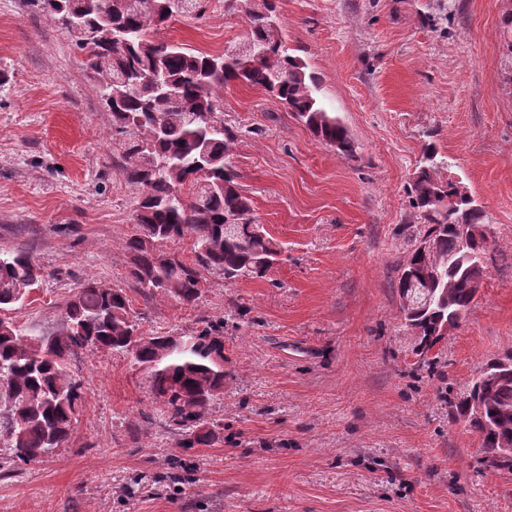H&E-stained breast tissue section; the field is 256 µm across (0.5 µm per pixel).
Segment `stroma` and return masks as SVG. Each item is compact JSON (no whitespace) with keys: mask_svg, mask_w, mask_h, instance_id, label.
<instances>
[{"mask_svg":"<svg viewBox=\"0 0 512 512\" xmlns=\"http://www.w3.org/2000/svg\"><path fill=\"white\" fill-rule=\"evenodd\" d=\"M159 38L219 53L245 16L201 0ZM285 43L358 144L340 157L263 91L225 88L231 161L252 216L287 243L266 278L207 282L197 306L126 280L133 190L80 53L30 0H0V252L47 278L14 319L60 331L94 276L125 288L142 332L225 321L224 442L186 458L180 490L138 489L182 457L130 357L72 363L84 408L66 447L0 474V512H512V470L486 466L452 413L487 359L512 349V0H277ZM452 160L493 226L460 326L418 363L393 288L420 228L408 190L424 147Z\"/></svg>","mask_w":512,"mask_h":512,"instance_id":"obj_1","label":"stroma"}]
</instances>
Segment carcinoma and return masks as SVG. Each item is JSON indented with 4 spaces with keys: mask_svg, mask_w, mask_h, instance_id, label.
Listing matches in <instances>:
<instances>
[{
    "mask_svg": "<svg viewBox=\"0 0 512 512\" xmlns=\"http://www.w3.org/2000/svg\"><path fill=\"white\" fill-rule=\"evenodd\" d=\"M60 24L73 17L97 33L87 41L74 29L75 46L89 69L94 90L112 112L115 134L124 137L122 171L134 188L132 224L125 240L128 280L153 296L183 306L198 303L208 278L226 284L262 279L283 260L284 248L251 217L252 201L238 183L230 152L238 133L217 117L224 87L263 90L288 109L319 142L352 158L357 143L342 118L328 108L317 76L291 55L276 15V0H248L246 43L266 56L253 60L233 48L220 54L194 52L153 38L200 0H31ZM448 158L429 147L410 186V205L423 233L410 240L399 266V321L416 328L413 353L423 360L443 336L435 330L459 326L481 277L479 256L492 226L472 195H458L461 180L441 176ZM455 197L448 207V197ZM234 231L224 232L225 225ZM485 230L466 244L462 225ZM188 242L191 258L166 250ZM434 283L432 302L414 306L410 285ZM44 280L27 252L0 254V313L27 305ZM80 350L131 356L161 403L166 432L177 447L192 451L224 443V422L208 420L210 403L224 395V324L205 323L183 342L170 332L142 333L126 289L87 278L64 302V328L30 334L0 317V445L10 461L34 463L71 438L84 404L71 359ZM482 413L465 421L481 441L486 463L512 468V375L486 363L467 389Z\"/></svg>",
    "mask_w": 512,
    "mask_h": 512,
    "instance_id": "carcinoma-1",
    "label": "carcinoma"
}]
</instances>
